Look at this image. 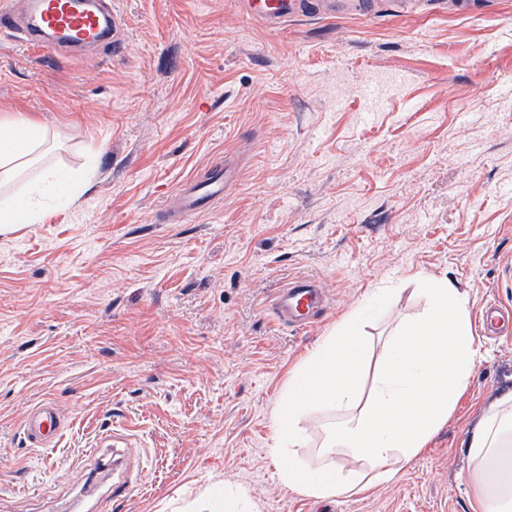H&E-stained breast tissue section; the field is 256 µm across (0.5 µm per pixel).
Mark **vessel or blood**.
I'll return each mask as SVG.
<instances>
[{"mask_svg": "<svg viewBox=\"0 0 512 512\" xmlns=\"http://www.w3.org/2000/svg\"><path fill=\"white\" fill-rule=\"evenodd\" d=\"M98 7L89 9L74 0H0V29L9 31L14 39L30 51L44 55L63 56L79 47H103L118 51L124 45V19L112 0H98ZM242 11L268 30L279 29L288 20L313 12L331 14L334 0H240ZM236 177L233 166H218L215 176L194 178L175 192L170 209L176 222L208 211L222 200L224 190ZM328 304V294L311 276L289 278L273 295L270 307L283 323L296 328L311 327ZM484 334H512V318L495 307L484 309L481 317ZM66 428V418L54 399L38 403L22 421V435L28 447H55ZM130 484L120 480L100 487L93 473L81 476L73 489L70 512H94L95 493H102L113 505H122L129 496Z\"/></svg>", "mask_w": 512, "mask_h": 512, "instance_id": "vessel-or-blood-1", "label": "vessel or blood"}]
</instances>
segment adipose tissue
<instances>
[{"label": "adipose tissue", "mask_w": 512, "mask_h": 512, "mask_svg": "<svg viewBox=\"0 0 512 512\" xmlns=\"http://www.w3.org/2000/svg\"><path fill=\"white\" fill-rule=\"evenodd\" d=\"M47 134L45 124L22 114L0 118V187L27 183L21 197L0 206V233L40 223L48 201H72L88 178L53 167L28 178ZM427 295V318L402 323L388 337L370 394L361 388L369 347L355 322L325 337L301 364L280 401L274 428L287 487L328 499L391 482L455 411L481 354L466 297L440 282ZM318 406L336 412L324 428L325 453H349L364 463L368 477L344 473L331 459L314 467L300 456L305 432L298 422ZM465 446L475 512H512V391L495 397L467 432Z\"/></svg>", "instance_id": "ef3b65f1"}]
</instances>
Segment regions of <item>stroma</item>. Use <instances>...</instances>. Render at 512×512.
Returning <instances> with one entry per match:
<instances>
[{"instance_id": "1", "label": "stroma", "mask_w": 512, "mask_h": 512, "mask_svg": "<svg viewBox=\"0 0 512 512\" xmlns=\"http://www.w3.org/2000/svg\"><path fill=\"white\" fill-rule=\"evenodd\" d=\"M125 47L57 59L0 33V107L46 124L48 164L88 170L75 201L0 234V512H65L101 437L129 438L119 512H472L467 431L512 389V337H477L456 411L398 477L318 500L283 485L273 430L300 363L343 320L372 356L430 282L512 312V0L472 13L304 17L238 0H114ZM224 199L178 224L170 194L212 162ZM314 275L305 330L269 309ZM390 294L372 301L375 289ZM54 398L55 449L20 425ZM257 506L252 502L248 493L240 488H236L229 493L224 494V511L225 512H254Z\"/></svg>"}]
</instances>
